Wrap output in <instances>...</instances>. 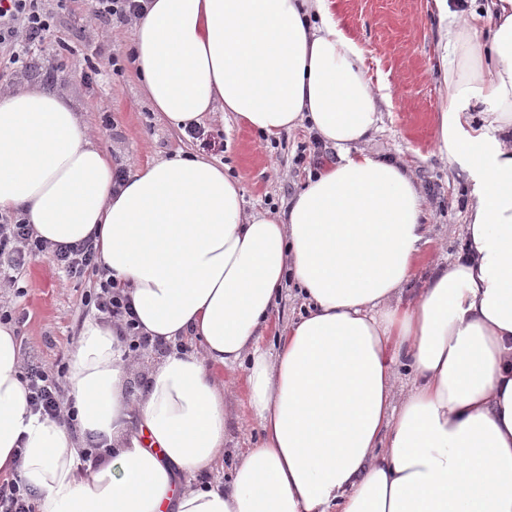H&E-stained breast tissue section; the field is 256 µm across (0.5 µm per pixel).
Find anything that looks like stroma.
Returning <instances> with one entry per match:
<instances>
[{
	"label": "stroma",
	"mask_w": 512,
	"mask_h": 512,
	"mask_svg": "<svg viewBox=\"0 0 512 512\" xmlns=\"http://www.w3.org/2000/svg\"><path fill=\"white\" fill-rule=\"evenodd\" d=\"M346 34L362 51V63L373 86L384 98L379 103L380 130L375 152L400 161L414 175L427 203L429 239L410 290L433 276L436 262L456 255L464 246L471 184L465 172L451 164L436 147V116L440 93V49L437 21L428 0H334ZM71 15L57 19L56 40L39 52L40 66L53 72V89L67 95L90 133L112 157L115 167L143 165L176 151L200 152L199 142L169 126L146 100L133 66V25L100 26L91 17V0H72ZM107 41L123 60L113 73L99 59L101 75L85 83L81 71L89 45ZM67 51H59L58 42ZM202 130L223 143L215 159L241 181L246 212L276 213L316 169L313 155L296 156L310 132L299 128L270 140L237 123L229 112L215 111ZM21 289L0 287V309L16 317L15 334L22 362L46 366L60 355H71L90 314L84 298L97 277H70L44 255L26 257L18 270ZM234 392L226 402L225 454L211 470L215 485L229 483L234 466L259 432L248 406L246 372L230 374Z\"/></svg>",
	"instance_id": "stroma-1"
}]
</instances>
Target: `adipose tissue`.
Returning <instances> with one entry per match:
<instances>
[{
	"mask_svg": "<svg viewBox=\"0 0 512 512\" xmlns=\"http://www.w3.org/2000/svg\"><path fill=\"white\" fill-rule=\"evenodd\" d=\"M430 4L438 148L472 184L468 247L407 302L425 200L367 148L381 95L334 0H151L133 32L144 95L172 126L220 109L270 138L309 125L335 149L276 216L245 214L238 180L199 154L113 186L69 99L0 94V212L54 244L94 239L144 333L171 346L132 400L125 344L85 322L69 395L112 461L81 477L68 428L30 409L0 322V471L39 512H512V0ZM289 275L307 313L271 354L260 341ZM188 334L199 352L173 349ZM242 365L260 441L225 488L183 486L224 453L216 374Z\"/></svg>",
	"mask_w": 512,
	"mask_h": 512,
	"instance_id": "adipose-tissue-1",
	"label": "adipose tissue"
}]
</instances>
